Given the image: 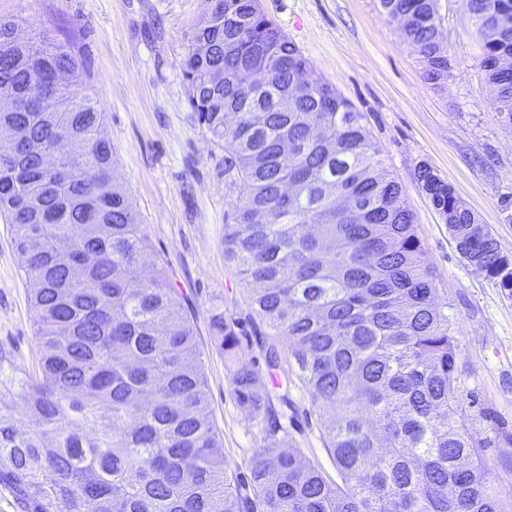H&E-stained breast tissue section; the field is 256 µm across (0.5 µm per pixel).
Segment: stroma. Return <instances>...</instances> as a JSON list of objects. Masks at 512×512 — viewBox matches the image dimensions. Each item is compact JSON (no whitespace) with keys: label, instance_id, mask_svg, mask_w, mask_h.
Instances as JSON below:
<instances>
[{"label":"stroma","instance_id":"35a3bbf8","mask_svg":"<svg viewBox=\"0 0 512 512\" xmlns=\"http://www.w3.org/2000/svg\"><path fill=\"white\" fill-rule=\"evenodd\" d=\"M265 12L326 79L363 112L381 167L403 187L439 297L457 337L460 410L478 438L493 487L512 499V294L460 259L438 213L418 188L419 165L432 167L490 226L512 256V128L503 126L480 68L481 43L461 0H438L451 69L428 81L425 64L383 15L379 0H261ZM201 0H0V18L18 35H74L83 60L80 90L105 112L103 135L115 175L144 224L194 325L208 387L207 411L235 472L249 471L264 444L228 383L214 347L213 309L237 323L238 356L266 374L282 448L299 451L329 479L336 466L321 423L296 376L267 374L273 341L251 310L245 284L224 257V216L233 195L224 185V152L199 127L182 64ZM32 284L0 215V378L26 380L39 347L29 306Z\"/></svg>","mask_w":512,"mask_h":512}]
</instances>
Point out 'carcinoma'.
Segmentation results:
<instances>
[{"mask_svg":"<svg viewBox=\"0 0 512 512\" xmlns=\"http://www.w3.org/2000/svg\"><path fill=\"white\" fill-rule=\"evenodd\" d=\"M482 43L500 121L512 126V0H462ZM426 65L448 77L437 0H380ZM262 61L267 86L246 72ZM260 0H203L183 61L199 127L224 149L236 197L224 257L254 312L285 341L319 414L340 481L276 442L258 370L239 361L236 323L211 316L228 381L265 444L234 475L210 421L206 378L180 293L113 176L104 112L74 79L82 59L44 35L19 45L0 21V130L34 150H0V212L32 280L40 375L0 379V483L26 512H507L486 442L458 414L457 338L438 303L402 187L379 169L363 113L322 80ZM71 112L37 103L53 77ZM418 188L461 259L512 290V257L429 166ZM22 422L19 431L16 422Z\"/></svg>","mask_w":512,"mask_h":512,"instance_id":"obj_1","label":"carcinoma"}]
</instances>
